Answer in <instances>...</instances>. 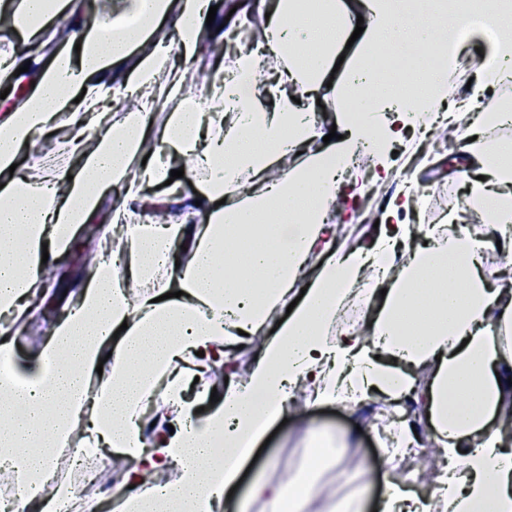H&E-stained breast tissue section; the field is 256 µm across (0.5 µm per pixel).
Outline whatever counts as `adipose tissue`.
<instances>
[{
  "label": "adipose tissue",
  "mask_w": 512,
  "mask_h": 512,
  "mask_svg": "<svg viewBox=\"0 0 512 512\" xmlns=\"http://www.w3.org/2000/svg\"><path fill=\"white\" fill-rule=\"evenodd\" d=\"M364 2L373 19L368 51L423 60L429 91L402 105L378 82L369 120L341 113L344 139L314 151L323 135L317 102L336 95L325 71L349 24L336 0L307 22L291 0H258L264 53L286 67L275 82L258 83L255 54L243 49L194 89L181 63L229 34L223 16L207 18L213 0H115L94 18L84 0H0V34L22 38L0 54V354L13 358L9 323L53 291L49 265L70 252L83 225L120 245L72 278L67 314L28 374L0 380V467L14 474L29 512H67L77 501L56 479L76 433L82 447L126 464L115 512H219L250 454L242 438L258 443L300 387L310 407L415 408L389 429L383 470L354 473V491L334 512H367L375 482L378 512H512V424L503 421L512 405V165L482 129L460 134L480 229L452 212L411 247L415 232L398 216L412 201L394 199L370 250H337L328 222L341 195L337 172L349 171L367 141L385 157L398 125L424 122L448 98V67L433 47L440 17L423 13L407 28L392 0ZM59 17L68 21L62 47L49 61L31 58L29 47ZM154 86L172 104L159 126L154 99L143 95ZM120 94L142 101L116 119L108 105ZM151 137L158 148L148 155ZM50 143L66 151V166L34 179L10 173L24 156L41 166ZM294 153L300 161L289 162ZM176 157L189 162L192 199L168 184ZM147 186L173 199L168 218L144 219ZM304 197L310 206L293 223ZM260 215L271 223H257ZM494 246L511 266L492 287L482 261ZM183 250L188 260L174 263ZM354 298L374 312L362 331L337 335ZM285 307L289 316L271 327ZM241 331L260 337L258 353L211 401L194 380L223 367ZM150 400L160 421L149 432L141 417ZM219 438L230 461L223 468L212 463ZM427 441L442 464L419 494L420 473L403 462ZM328 461L316 441L300 477L255 484L251 494L271 512H302Z\"/></svg>",
  "instance_id": "1"
}]
</instances>
